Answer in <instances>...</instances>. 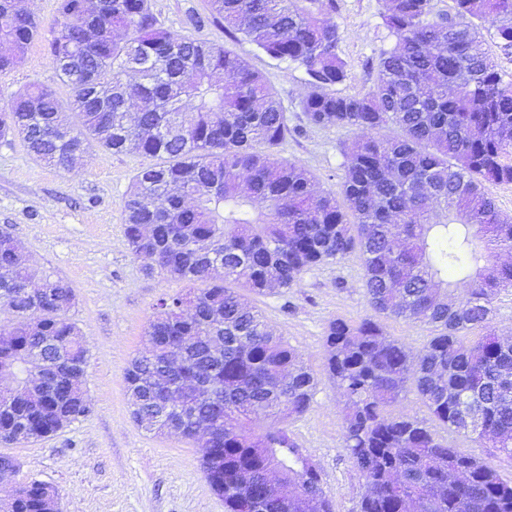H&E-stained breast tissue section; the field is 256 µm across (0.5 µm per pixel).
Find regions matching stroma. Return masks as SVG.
Masks as SVG:
<instances>
[{
    "label": "stroma",
    "instance_id": "1",
    "mask_svg": "<svg viewBox=\"0 0 512 512\" xmlns=\"http://www.w3.org/2000/svg\"><path fill=\"white\" fill-rule=\"evenodd\" d=\"M33 2L42 30L22 65L0 78V108L34 82L54 86L61 99L69 97L57 83L47 51L57 0ZM151 7L157 25L234 50L261 71L278 93L289 125L297 129L283 157L308 168L318 189L339 190L348 165L345 146L354 134L307 124L298 108L307 90L303 68L232 40L213 19L208 0H151ZM383 13L382 0H336L329 18L340 32L338 54L347 71L336 86L339 94L357 95L368 88L373 63L392 46ZM149 163L142 155H114L94 147L83 162L61 170L33 159L21 141L0 142V228L11 232L35 268L72 286L77 303L69 316L88 350L90 413L48 438L0 444V454L18 460L20 480L57 488L61 512H224L223 498L202 470V448L143 431L128 406L124 370L145 347L144 329L159 298L183 289L180 282L144 275L124 235L123 200L137 171ZM250 301L317 373L309 411L290 421L288 430L303 457L318 468L335 512H357L364 481L344 449V397L322 368L328 322L356 323L373 314L358 253L306 270L288 291L254 295ZM391 411L425 420L450 446L492 461L503 479H512V461L492 458L470 435L445 429L415 394H407Z\"/></svg>",
    "mask_w": 512,
    "mask_h": 512
}]
</instances>
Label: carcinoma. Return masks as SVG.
<instances>
[{
  "label": "carcinoma",
  "mask_w": 512,
  "mask_h": 512,
  "mask_svg": "<svg viewBox=\"0 0 512 512\" xmlns=\"http://www.w3.org/2000/svg\"><path fill=\"white\" fill-rule=\"evenodd\" d=\"M386 0L394 37L380 53L369 89L340 96L346 76L340 34L322 18L335 0H209L212 16L272 60L304 67L299 101L307 122L357 133L339 193L316 191V177L279 155L286 110L265 76L220 45L158 27L149 0H58L49 42L56 90L33 83L0 110V140L20 138L29 155L71 168L92 145L159 159L134 176L123 202L131 254H154L146 275L184 289L163 297L145 329L148 354L125 369L138 427L184 439L209 422L203 447L224 468L204 470L224 512H333L318 472L284 428L258 432L253 416L283 422L305 414L317 379L245 292L288 290L302 273L357 251L371 308L434 328L418 357L384 336L371 318L329 321L324 371L343 392L344 448L365 483L358 512H512V481L490 463L438 440L425 422L384 408L415 393L446 429L474 436L512 459V336L491 326L493 300L512 288V217L486 183H512V78L491 59V25L512 53V0ZM41 21L0 0V74L21 65ZM224 265L223 276L211 261ZM34 271L8 230L0 232V381L21 363L47 361L49 338L70 356L61 381L0 399V443L56 433L90 411L87 349L67 314L73 288ZM475 327L485 334L465 342ZM219 343L212 364L201 362ZM195 358L211 384L183 397L186 419H151L166 380L167 355ZM192 366V367H194ZM187 367V370H192ZM481 424L466 429L462 405ZM53 488L24 483L13 512H46Z\"/></svg>",
  "instance_id": "obj_1"
}]
</instances>
